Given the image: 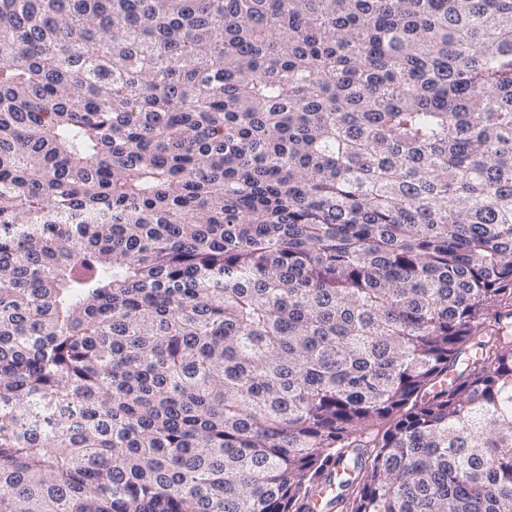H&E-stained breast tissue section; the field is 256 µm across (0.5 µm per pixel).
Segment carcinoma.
Returning <instances> with one entry per match:
<instances>
[{
  "mask_svg": "<svg viewBox=\"0 0 512 512\" xmlns=\"http://www.w3.org/2000/svg\"><path fill=\"white\" fill-rule=\"evenodd\" d=\"M512 512V0H0V512Z\"/></svg>",
  "mask_w": 512,
  "mask_h": 512,
  "instance_id": "carcinoma-1",
  "label": "carcinoma"
}]
</instances>
